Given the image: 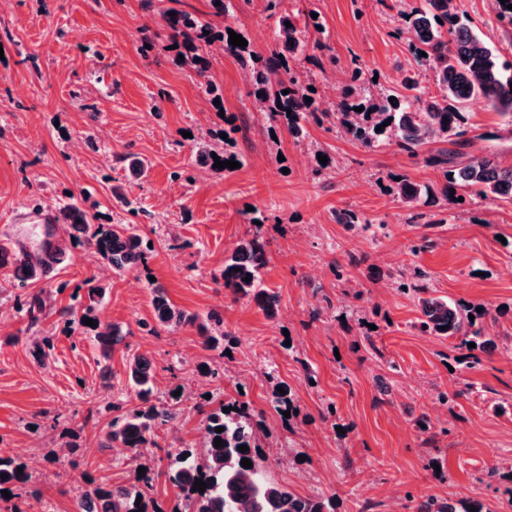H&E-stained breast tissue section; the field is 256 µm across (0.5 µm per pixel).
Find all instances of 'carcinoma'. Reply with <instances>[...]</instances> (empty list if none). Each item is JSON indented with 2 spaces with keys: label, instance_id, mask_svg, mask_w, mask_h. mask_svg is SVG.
<instances>
[{
  "label": "carcinoma",
  "instance_id": "1",
  "mask_svg": "<svg viewBox=\"0 0 512 512\" xmlns=\"http://www.w3.org/2000/svg\"><path fill=\"white\" fill-rule=\"evenodd\" d=\"M169 6L159 8L162 27L166 31L167 45H177L174 61L187 66L205 79V93L211 99L222 98L218 87L210 82L211 49L223 46L224 54L232 56L252 79L250 95L260 111L269 120L285 128L291 136L304 135L305 125L329 121L350 140L370 148L383 143L396 145L410 156L418 155L421 148L437 139H448L459 144L466 134V103L473 98L485 100L502 115L512 118V74L496 51L459 14L456 0H423L420 7L402 13L407 28L415 31L416 41L410 51L417 64L427 67L433 74L438 94L420 92L403 96L383 87L376 101L366 105L355 96V87L341 90L331 112H325L315 102L306 101L311 90L303 88L290 62L304 53L307 40L300 39L302 30L291 16H284L276 33V48L261 59L249 47L230 44L228 29H221L210 21L174 7L179 0H167ZM315 53L306 56L308 62L325 70L330 60L324 50L326 44L315 41ZM288 94H282V91ZM364 107L361 112L357 107ZM382 131H377V126ZM193 151L201 161L214 165L213 156L220 161H236L235 155H226L218 144L201 140L193 144ZM454 150L436 149L425 158L428 165L443 172L445 184L440 195L422 196V190L407 176L396 182L398 197L405 203L427 201L439 206L440 201L457 204L459 197L472 193L491 202H512V166L503 167L493 153L474 156L465 164L457 159ZM60 228L71 241L83 243L98 254L115 270L136 268L146 263L147 247L133 224L112 225L97 223V216L76 206L67 207L45 225L43 238L35 249L11 252L0 249V268L9 265L18 286L25 289L47 276L50 264L59 260L62 248L54 230ZM270 261L267 244L254 232L244 239L224 259L221 277L224 287L236 295L251 296L266 312H273L277 301L275 293L263 285L261 274ZM251 280H246V277ZM151 288L155 325L158 329L181 324H193L198 316L175 309L163 289ZM104 290L90 286L87 302L81 305L79 319H93L94 339L109 358L115 346L123 342L120 330L102 323L97 315L99 299ZM50 297L44 291L26 292L17 300L18 311L27 315L30 325L39 322ZM421 316L414 329L421 334L460 339V346L475 344L482 352L494 346L486 339L484 327L477 320L485 312L465 304L450 303L440 297L419 298ZM474 319H469V315ZM128 381L137 389L139 404L114 417L109 423L107 443L104 447L126 448L129 462L135 463L141 450L154 444L155 431L172 421L182 396L169 391L166 401L154 399L155 375L152 364L145 356L131 355L127 362ZM250 408L239 400L221 401L219 407L207 415L206 437L198 454L186 449L179 454L178 465L168 472V481L179 490V502L171 512H330V503L322 496H304L270 480L256 453L257 436L250 422ZM223 431L218 433L216 428ZM223 446L215 447L216 438ZM246 445L248 450L239 451ZM252 462L245 468L242 459ZM19 464L10 457L0 455L1 491L8 490L11 497L24 491L26 498L37 501L41 490L28 487L29 475L17 473ZM207 484L205 491L193 490L195 479ZM153 478L145 473L130 486L100 483L85 492L82 508L96 501L102 512H164L150 496ZM416 512H459L448 500L426 497L416 506Z\"/></svg>",
  "mask_w": 512,
  "mask_h": 512
}]
</instances>
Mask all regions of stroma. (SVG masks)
Segmentation results:
<instances>
[{
	"instance_id": "obj_1",
	"label": "stroma",
	"mask_w": 512,
	"mask_h": 512,
	"mask_svg": "<svg viewBox=\"0 0 512 512\" xmlns=\"http://www.w3.org/2000/svg\"><path fill=\"white\" fill-rule=\"evenodd\" d=\"M419 2L283 0L273 13L265 0H236L221 17L210 0L179 7L245 33L264 57L280 15L316 13L321 28L309 37L325 42L335 62L317 77L314 97L328 104L356 68L389 87L408 76L420 89L431 85L407 36L395 34L401 12ZM458 5L512 62L490 0ZM1 29L0 241L35 243L41 227L25 223L30 209L74 203L104 223L136 225L151 245L145 266L119 272L70 244L40 283L67 288L34 327L0 269V454L25 465L43 492L28 512H80L89 482L127 483L138 464L170 510L177 495L166 472L181 450L201 448L217 393L250 404L270 477L333 499L335 512H415L428 496L512 512V204L477 198L445 207L442 225L411 223L389 174L437 192L441 170L393 145L363 147L328 123H309L294 139L255 111L250 80L227 55L213 58L223 101L210 108L201 78L166 51L157 6L143 0H0ZM465 110L463 156L492 151L512 166V138L483 137L505 130V117L480 100ZM209 132L228 133L243 166H200L191 145ZM321 151L332 167L322 168ZM126 152L145 160L142 178L118 162ZM116 187L135 211L115 201ZM345 209L358 223L336 222ZM255 212L266 217L258 230L271 255L263 282L277 296L270 315L219 278L225 257L257 229ZM424 236L430 247L413 253ZM420 270L431 295L487 312L496 347L481 365L461 363L455 341L414 329L417 299L396 281ZM92 276L106 288L102 322L125 337L108 360L71 314ZM150 278L180 309L221 312L223 351L205 349L195 324L149 333ZM45 335L54 347L42 364L29 345ZM130 351L153 362L158 397L177 386L186 395L176 425L164 426L135 465L104 445L107 404L138 403L125 373ZM204 363L223 377L201 376ZM277 384L294 394L290 416L271 403Z\"/></svg>"
}]
</instances>
